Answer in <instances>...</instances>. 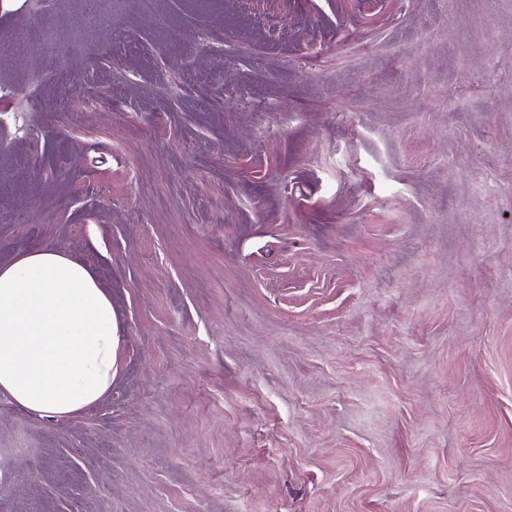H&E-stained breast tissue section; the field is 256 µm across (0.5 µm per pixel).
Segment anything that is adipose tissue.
I'll use <instances>...</instances> for the list:
<instances>
[{
	"label": "adipose tissue",
	"mask_w": 512,
	"mask_h": 512,
	"mask_svg": "<svg viewBox=\"0 0 512 512\" xmlns=\"http://www.w3.org/2000/svg\"><path fill=\"white\" fill-rule=\"evenodd\" d=\"M112 299L73 256L39 249L0 265V395L65 419L112 387Z\"/></svg>",
	"instance_id": "ef3b65f1"
}]
</instances>
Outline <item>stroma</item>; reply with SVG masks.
Returning a JSON list of instances; mask_svg holds the SVG:
<instances>
[{
  "mask_svg": "<svg viewBox=\"0 0 512 512\" xmlns=\"http://www.w3.org/2000/svg\"><path fill=\"white\" fill-rule=\"evenodd\" d=\"M95 12L0 0V263L121 338L0 396V512H512V0ZM119 337L106 288L80 260L39 249L0 265V395L70 418L112 387Z\"/></svg>",
  "mask_w": 512,
  "mask_h": 512,
  "instance_id": "35a3bbf8",
  "label": "stroma"
}]
</instances>
